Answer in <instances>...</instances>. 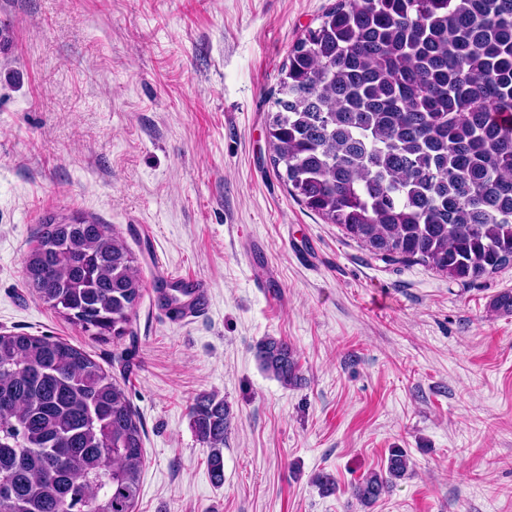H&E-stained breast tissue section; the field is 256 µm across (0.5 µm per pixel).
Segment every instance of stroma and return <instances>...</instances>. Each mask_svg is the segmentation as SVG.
<instances>
[{
  "label": "stroma",
  "instance_id": "obj_1",
  "mask_svg": "<svg viewBox=\"0 0 512 512\" xmlns=\"http://www.w3.org/2000/svg\"><path fill=\"white\" fill-rule=\"evenodd\" d=\"M334 2L0 0V332L60 337L124 386L138 512H512V313L491 309L512 265L465 284L384 264L272 166L281 68ZM52 215L110 225L136 256L130 336L89 335L27 285ZM162 265L207 283L200 318L169 319ZM267 337L294 348L300 385L261 369ZM201 396L234 413L220 486L189 417ZM393 448L412 475L361 506L353 485Z\"/></svg>",
  "mask_w": 512,
  "mask_h": 512
}]
</instances>
